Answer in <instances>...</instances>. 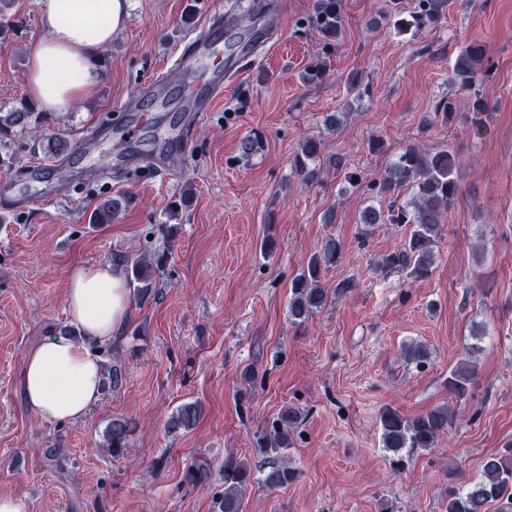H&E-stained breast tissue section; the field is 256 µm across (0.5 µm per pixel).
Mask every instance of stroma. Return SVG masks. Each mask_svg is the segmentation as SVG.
<instances>
[{
  "instance_id": "1",
  "label": "stroma",
  "mask_w": 512,
  "mask_h": 512,
  "mask_svg": "<svg viewBox=\"0 0 512 512\" xmlns=\"http://www.w3.org/2000/svg\"><path fill=\"white\" fill-rule=\"evenodd\" d=\"M232 0H131L123 30L102 50L97 96L48 113L43 135L66 141L61 169L48 167L39 139L15 128L0 143V495L26 498L29 512H219L224 471L247 462L254 477L241 512H445L448 489L477 479L483 461L512 448V0H453L441 24L400 32L395 10L416 0H343V30L326 50L307 20L317 0H268L261 16L224 26V59L240 74L207 112L183 113L186 83L164 103L130 106L194 32L211 29ZM0 113L27 98L28 59L40 34L39 0H0ZM481 44L495 68L480 93L486 126L468 110L434 113L461 94L456 55ZM322 82H307L315 64ZM338 114L339 127L325 119ZM315 137L318 178L293 166ZM257 146L242 152L245 139ZM385 145L369 148L370 140ZM422 142L463 161L460 191L419 280L377 269L410 228L361 224L368 205L389 209L336 175L341 155L364 183L396 154ZM134 159L157 160L146 177L109 182L127 206L109 224L89 215L99 197L89 177ZM189 208L168 212L183 191ZM45 202H38V195ZM341 246L322 275L331 296L300 325L288 317L293 278L326 236ZM166 254L154 293L131 298L103 363L121 369L88 415L47 423L26 406V350L68 326L72 271L100 263L125 269ZM353 278L355 288L336 294ZM428 347L425 363L408 345ZM477 365L466 398L448 374ZM201 412L170 430L183 404ZM415 418L452 406L456 421L437 447L392 470L379 411ZM301 423L286 456L299 473L263 485L269 458L255 444L278 413ZM128 420L129 452L102 448L104 431Z\"/></svg>"
}]
</instances>
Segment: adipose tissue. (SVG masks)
Returning a JSON list of instances; mask_svg holds the SVG:
<instances>
[{"label": "adipose tissue", "mask_w": 512, "mask_h": 512, "mask_svg": "<svg viewBox=\"0 0 512 512\" xmlns=\"http://www.w3.org/2000/svg\"><path fill=\"white\" fill-rule=\"evenodd\" d=\"M42 35L28 61V91L47 112L94 98L102 50L124 25L129 0H40ZM66 309L75 334L54 333L27 350L21 384L27 407L48 423L75 422L103 394L99 346L120 336L129 315L121 272L103 263L69 277Z\"/></svg>", "instance_id": "1"}]
</instances>
